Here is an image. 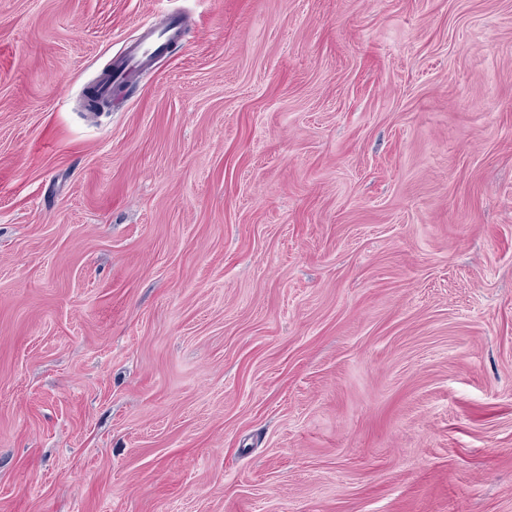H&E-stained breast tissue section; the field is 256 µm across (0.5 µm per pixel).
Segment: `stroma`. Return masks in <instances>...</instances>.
Segmentation results:
<instances>
[{"mask_svg": "<svg viewBox=\"0 0 512 512\" xmlns=\"http://www.w3.org/2000/svg\"><path fill=\"white\" fill-rule=\"evenodd\" d=\"M0 512H512V0H0ZM142 29L140 39L124 57L127 64L116 72L113 79L111 74L103 81L102 88L106 94H112V90L117 84L127 82L136 69L145 65L151 59L162 56L166 46L177 40L181 34V26L176 20L162 29H154L148 25H144Z\"/></svg>", "mask_w": 512, "mask_h": 512, "instance_id": "1", "label": "stroma"}]
</instances>
